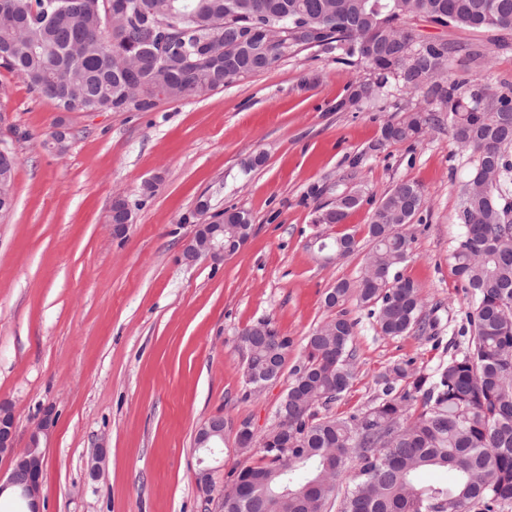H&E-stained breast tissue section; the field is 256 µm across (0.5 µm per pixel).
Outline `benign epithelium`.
Returning a JSON list of instances; mask_svg holds the SVG:
<instances>
[{"label": "benign epithelium", "instance_id": "obj_1", "mask_svg": "<svg viewBox=\"0 0 512 512\" xmlns=\"http://www.w3.org/2000/svg\"><path fill=\"white\" fill-rule=\"evenodd\" d=\"M112 212V232L116 236L126 233L129 211L120 199L114 201ZM224 232L221 221H203L194 225V232L186 248L185 257L189 261L205 259L220 263L234 255L248 240V234H237L235 244L224 246V239L219 234ZM54 419L51 412L43 414L35 424L29 437V446L23 451L16 450V420L12 408L0 403V458L9 460L11 472L7 480L0 479V497L10 493L26 502L27 512H40V488L45 452L42 441L50 436ZM196 448L201 452L198 459L200 467L194 472L193 478L199 495L207 502H218L224 505V494L216 493V482L213 474L216 468L210 462L224 444V417L211 416L196 430Z\"/></svg>", "mask_w": 512, "mask_h": 512}]
</instances>
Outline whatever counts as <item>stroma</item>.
I'll use <instances>...</instances> for the list:
<instances>
[{
    "mask_svg": "<svg viewBox=\"0 0 512 512\" xmlns=\"http://www.w3.org/2000/svg\"><path fill=\"white\" fill-rule=\"evenodd\" d=\"M404 25L416 39L459 46L451 77L487 70L512 84V41L420 17ZM469 47L480 59H469ZM372 77L301 48L206 96L160 99L150 112H64L0 68V148L18 158L15 206L0 218V401L13 407L21 449L44 409L56 416L43 512H215L194 484L197 428L223 416L216 481L225 483L240 461L239 427L260 435L275 425L307 336L336 316L327 291L359 279L372 247L367 226L402 181L425 194L403 227L413 256L401 273L420 286L431 327L384 335L348 299L357 371L329 411L346 417L373 405L379 375L394 364L427 373L447 362L473 306L451 259L470 154L445 128L418 142L384 141L383 127L417 97L347 104L351 83ZM58 122L67 130L61 151L49 142ZM338 190L359 193L358 206L344 223H315ZM118 196L133 216L121 238L108 222ZM229 208L249 214L247 243L217 265L188 261L195 224ZM345 232L359 245L344 258L326 262L307 247L315 234ZM262 319L291 346L280 376L248 397L238 346ZM100 446L106 464L94 477L89 460Z\"/></svg>",
    "mask_w": 512,
    "mask_h": 512,
    "instance_id": "1",
    "label": "stroma"
}]
</instances>
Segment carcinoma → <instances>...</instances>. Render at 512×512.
Wrapping results in <instances>:
<instances>
[{
	"mask_svg": "<svg viewBox=\"0 0 512 512\" xmlns=\"http://www.w3.org/2000/svg\"><path fill=\"white\" fill-rule=\"evenodd\" d=\"M111 14L110 0H3L0 67L22 78L64 112H148L159 96H205L224 85V55L243 59L238 78L255 72L244 44L224 41L251 31L283 46L265 68L293 47H318L336 59L360 63L375 79L352 85L349 103L390 93L421 91L448 112L457 145L471 152L460 200L464 230L452 251L454 271L471 288V336L458 353L428 374L397 364L380 376L383 397L364 412L339 418L321 413L348 389L356 374L354 323L344 312L316 328L292 371L277 426L261 441V457L247 462L224 498V512H326L337 480L355 461L339 512H512V85L493 89L491 75L470 81L448 75L458 48L415 40L405 19L485 32L512 31V0H125ZM428 110L407 109L382 129L388 142L416 141L432 128ZM17 158L0 162V215L13 207ZM359 197L337 194L320 207L345 219ZM424 203L416 183L397 184L376 207L373 243L355 284L338 282L330 308L351 296L370 308L381 332L402 336L424 330L418 285L398 267L412 256L401 226ZM224 244L242 210H224ZM356 243L345 233L313 246L320 256ZM272 345L248 328L244 382L257 388L271 363L284 366L290 341L271 322ZM400 381L408 389L397 392ZM419 406L415 420L407 405ZM444 471L447 480H425Z\"/></svg>",
	"mask_w": 512,
	"mask_h": 512,
	"instance_id": "1",
	"label": "carcinoma"
}]
</instances>
